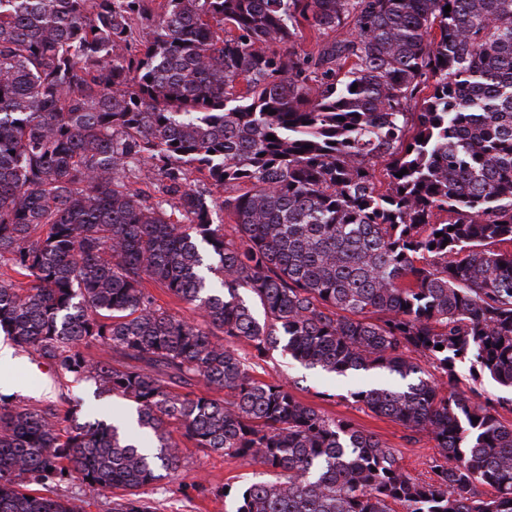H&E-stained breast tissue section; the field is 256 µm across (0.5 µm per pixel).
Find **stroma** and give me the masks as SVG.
Segmentation results:
<instances>
[{"label":"stroma","mask_w":512,"mask_h":512,"mask_svg":"<svg viewBox=\"0 0 512 512\" xmlns=\"http://www.w3.org/2000/svg\"><path fill=\"white\" fill-rule=\"evenodd\" d=\"M16 364L8 371L0 373V393L17 395L21 406L42 408L58 403L61 394L80 398L82 414L103 413L121 417L126 409L125 402L109 397H96L95 387L89 382L58 379L55 373L38 356L23 352L17 353ZM274 379L286 382L302 402L322 411L351 421L366 432L375 434L387 446L393 448L400 459L404 471L412 477L427 479L428 461L436 452L435 442L428 435H420L417 443L406 441L407 431L391 419L377 415L353 402L350 389L369 384H394L395 378L389 374L357 372L346 380L339 381L317 369H309L294 361L288 355H276L271 371ZM448 392H464L478 402L499 403V417L502 422L512 424V406L502 405L506 392L494 381L480 375L469 364H459L448 378ZM181 481L190 483L205 479L209 485H224L238 489L260 479L261 466L219 454H209L200 449L187 447L183 450ZM148 498L159 500L161 512H233L234 503L229 498L185 497L169 494L150 487Z\"/></svg>","instance_id":"obj_1"}]
</instances>
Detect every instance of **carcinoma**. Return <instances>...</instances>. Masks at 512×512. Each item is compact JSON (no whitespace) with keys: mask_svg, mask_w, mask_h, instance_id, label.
<instances>
[{"mask_svg":"<svg viewBox=\"0 0 512 512\" xmlns=\"http://www.w3.org/2000/svg\"><path fill=\"white\" fill-rule=\"evenodd\" d=\"M303 26L349 34L267 49ZM2 267L0 330L154 446L0 396V512H77L74 477L156 512L187 441L265 468L235 512H512V424L419 364L512 392V0H0ZM279 351L399 376L350 397L432 477L267 379ZM151 291L156 297L158 304L168 309L171 313L190 319L200 320L198 314L194 312L192 305L176 300L159 288H152Z\"/></svg>","mask_w":512,"mask_h":512,"instance_id":"cac0c4a2","label":"carcinoma"}]
</instances>
